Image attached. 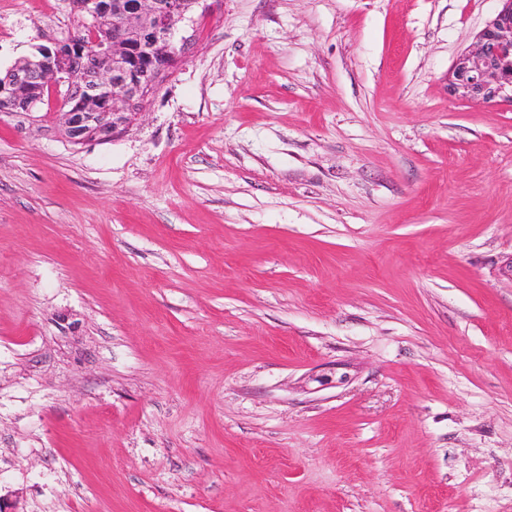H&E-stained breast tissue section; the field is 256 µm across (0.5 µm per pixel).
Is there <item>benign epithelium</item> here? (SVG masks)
Here are the masks:
<instances>
[{"mask_svg":"<svg viewBox=\"0 0 512 512\" xmlns=\"http://www.w3.org/2000/svg\"><path fill=\"white\" fill-rule=\"evenodd\" d=\"M200 0H136L112 17L110 36L103 43L87 44L78 35L41 49L30 69L14 75L18 84L36 82L51 91L64 89L74 108L63 113L66 140L72 145L111 141L142 114L153 83L131 79L129 42L145 33L165 45V63L156 80L167 76L187 59L192 39H176L179 24L191 20L189 5ZM481 31L476 50L460 54L448 73V89L462 99L512 103V0ZM36 101L0 99V112L12 116L32 113Z\"/></svg>","mask_w":512,"mask_h":512,"instance_id":"1","label":"benign epithelium"}]
</instances>
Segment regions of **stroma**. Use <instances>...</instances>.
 Here are the masks:
<instances>
[{"instance_id":"1","label":"stroma","mask_w":512,"mask_h":512,"mask_svg":"<svg viewBox=\"0 0 512 512\" xmlns=\"http://www.w3.org/2000/svg\"><path fill=\"white\" fill-rule=\"evenodd\" d=\"M500 0H210L126 133L0 114L8 512H512ZM71 0H0V72ZM481 31L475 52L460 54L448 73V89L462 99L512 106V0Z\"/></svg>"}]
</instances>
